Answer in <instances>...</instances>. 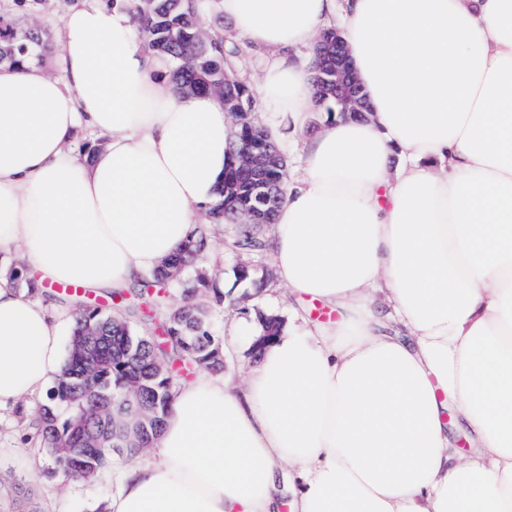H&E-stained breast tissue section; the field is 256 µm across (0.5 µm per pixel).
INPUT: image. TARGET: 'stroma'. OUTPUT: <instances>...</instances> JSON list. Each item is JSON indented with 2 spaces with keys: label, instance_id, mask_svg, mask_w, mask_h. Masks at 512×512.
<instances>
[{
  "label": "stroma",
  "instance_id": "1",
  "mask_svg": "<svg viewBox=\"0 0 512 512\" xmlns=\"http://www.w3.org/2000/svg\"><path fill=\"white\" fill-rule=\"evenodd\" d=\"M75 2L36 0L30 10L20 11L14 0H0V14L12 13L22 26L38 22L48 41L52 42L63 17ZM208 230L211 248L201 266L231 298L228 305L213 306L211 333L219 340L230 334L236 335V345L224 359V371L239 380L254 357L252 345L261 331V316H281L286 324L296 328L306 322L325 323L331 321L332 316L320 303L288 298L278 282H269L259 290L253 284L237 281L235 270L241 258L228 247L234 235V225L212 224ZM16 411L12 408L0 411V472H9L19 480L33 482L40 512H98L100 507L107 505L126 466L123 456L113 454L109 468L93 478L69 485L57 473L49 455L40 448L23 443Z\"/></svg>",
  "mask_w": 512,
  "mask_h": 512
}]
</instances>
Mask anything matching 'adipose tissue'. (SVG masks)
Returning a JSON list of instances; mask_svg holds the SVG:
<instances>
[{
    "label": "adipose tissue",
    "instance_id": "obj_1",
    "mask_svg": "<svg viewBox=\"0 0 512 512\" xmlns=\"http://www.w3.org/2000/svg\"><path fill=\"white\" fill-rule=\"evenodd\" d=\"M219 2L268 58L249 82L269 133L303 136L278 280L337 319L281 333L240 390L177 385L158 463L129 467L108 512H278L289 461L293 512H512V0ZM334 25L367 119L316 102L313 47ZM57 45L59 76L0 65V252L121 291L207 220L230 118L175 86L121 0H76ZM83 130L106 145L76 150ZM73 324L0 273V409L58 378Z\"/></svg>",
    "mask_w": 512,
    "mask_h": 512
}]
</instances>
